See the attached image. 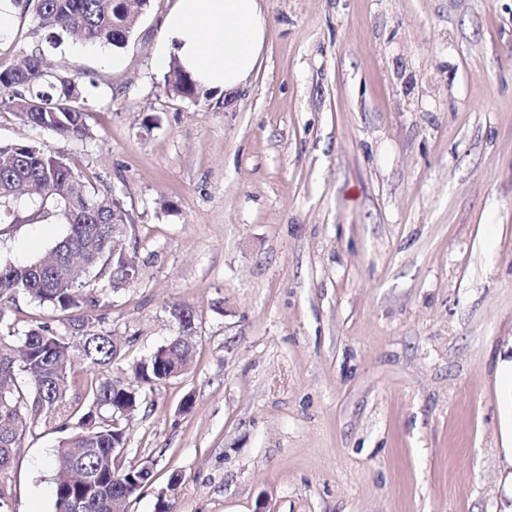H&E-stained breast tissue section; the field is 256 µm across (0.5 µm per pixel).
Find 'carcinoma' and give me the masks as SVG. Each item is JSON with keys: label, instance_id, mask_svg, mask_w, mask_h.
Returning a JSON list of instances; mask_svg holds the SVG:
<instances>
[{"label": "carcinoma", "instance_id": "1", "mask_svg": "<svg viewBox=\"0 0 512 512\" xmlns=\"http://www.w3.org/2000/svg\"><path fill=\"white\" fill-rule=\"evenodd\" d=\"M149 0H24L53 47L77 36L85 42L122 49L135 33ZM169 93L195 103L208 97L177 62L165 76ZM57 136L91 137L85 122L83 90L65 69L44 68L40 49L22 66L0 65V111ZM27 195L39 201L30 220L60 213L64 237L38 258L15 264L0 261V473L17 455L28 420H51L66 407L67 392L80 385L72 356L81 355L91 369L102 370L120 356L112 335L89 325L83 283L68 256L88 255L91 268L122 288L125 269H137V256L112 247V211L128 223L122 207L112 208V195L84 182L63 158L33 144L0 145V209ZM24 292L41 305L66 314L68 332L45 324L21 331L9 322L7 303ZM194 349L176 335L151 358L132 367L128 383L102 377L87 386L91 401L73 431L50 457L54 512H113L126 508L151 478L147 465L126 467L121 447L126 425L140 405L143 386L160 385L186 367Z\"/></svg>", "mask_w": 512, "mask_h": 512}]
</instances>
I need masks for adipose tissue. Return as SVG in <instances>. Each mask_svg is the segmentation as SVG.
<instances>
[{
    "mask_svg": "<svg viewBox=\"0 0 512 512\" xmlns=\"http://www.w3.org/2000/svg\"><path fill=\"white\" fill-rule=\"evenodd\" d=\"M267 31L260 0H175L162 21L156 64L178 62L203 89L228 94L255 70Z\"/></svg>",
    "mask_w": 512,
    "mask_h": 512,
    "instance_id": "obj_1",
    "label": "adipose tissue"
}]
</instances>
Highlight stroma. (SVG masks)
Instances as JSON below:
<instances>
[{"label": "stroma", "mask_w": 512, "mask_h": 512, "mask_svg": "<svg viewBox=\"0 0 512 512\" xmlns=\"http://www.w3.org/2000/svg\"><path fill=\"white\" fill-rule=\"evenodd\" d=\"M173 0L122 49L49 51L92 103L87 140L0 112V143L44 146L113 194L143 264L89 280L87 312L136 359L197 315L190 368L143 388L129 512H512V0H262L247 85L198 103L155 63ZM120 65H113V58ZM0 230L28 262L59 217ZM21 327L65 314L18 294ZM30 425L8 512H54L48 460L87 411ZM179 483H172V476Z\"/></svg>", "instance_id": "35a3bbf8"}]
</instances>
